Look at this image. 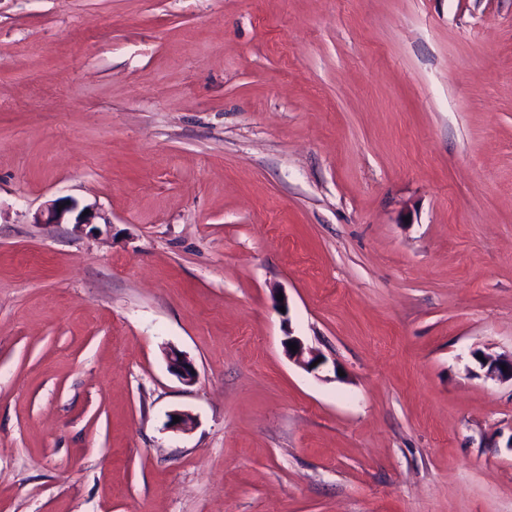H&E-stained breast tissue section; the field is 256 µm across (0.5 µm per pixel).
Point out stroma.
I'll list each match as a JSON object with an SVG mask.
<instances>
[{"instance_id":"35a3bbf8","label":"stroma","mask_w":512,"mask_h":512,"mask_svg":"<svg viewBox=\"0 0 512 512\" xmlns=\"http://www.w3.org/2000/svg\"><path fill=\"white\" fill-rule=\"evenodd\" d=\"M477 351L512 0H0V512H512ZM61 208V211H58ZM76 209L75 205L67 204L62 201H54L51 203L43 213L40 214L38 219L39 224H75L77 226H90L96 223L95 220L99 218V214L92 207H85L75 216L74 223H64L67 214L73 212ZM85 210H89V213L82 216ZM289 343H296V351H292L289 348ZM284 345L288 349L289 356L296 360L307 371H316L320 368L321 365L325 363V359L320 353L315 352L309 348H306L302 340L296 336H292L291 334L288 335V338L284 342ZM305 353H308L309 355L307 359H305ZM313 362H316V366H312Z\"/></svg>"}]
</instances>
